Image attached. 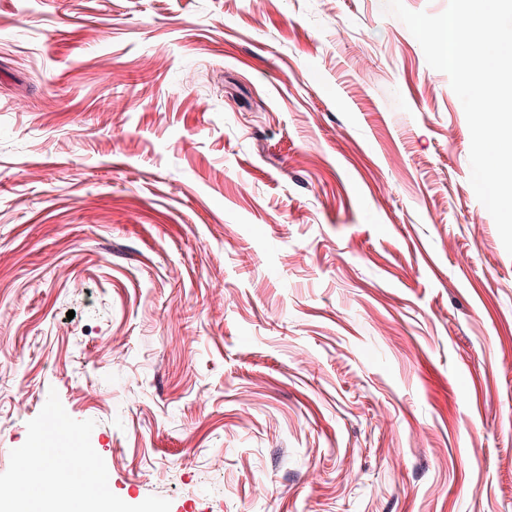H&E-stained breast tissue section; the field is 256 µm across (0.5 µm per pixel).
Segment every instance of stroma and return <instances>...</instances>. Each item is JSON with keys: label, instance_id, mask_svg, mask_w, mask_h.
<instances>
[{"label": "stroma", "instance_id": "obj_1", "mask_svg": "<svg viewBox=\"0 0 512 512\" xmlns=\"http://www.w3.org/2000/svg\"><path fill=\"white\" fill-rule=\"evenodd\" d=\"M470 144L384 0H0V487L56 409L122 512H512Z\"/></svg>", "mask_w": 512, "mask_h": 512}]
</instances>
